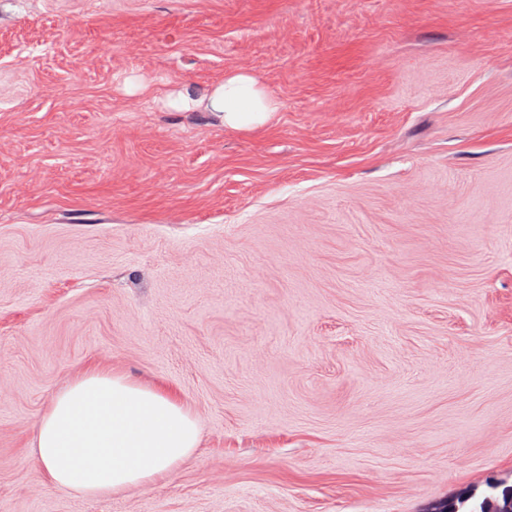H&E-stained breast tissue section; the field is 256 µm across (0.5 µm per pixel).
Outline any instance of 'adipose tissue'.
I'll return each instance as SVG.
<instances>
[{
	"label": "adipose tissue",
	"instance_id": "adipose-tissue-1",
	"mask_svg": "<svg viewBox=\"0 0 512 512\" xmlns=\"http://www.w3.org/2000/svg\"><path fill=\"white\" fill-rule=\"evenodd\" d=\"M230 130L268 124L276 103L251 77L225 78L208 95ZM34 462L51 488L100 498L173 475L200 445L193 411L160 387L91 366L57 390L34 421Z\"/></svg>",
	"mask_w": 512,
	"mask_h": 512
}]
</instances>
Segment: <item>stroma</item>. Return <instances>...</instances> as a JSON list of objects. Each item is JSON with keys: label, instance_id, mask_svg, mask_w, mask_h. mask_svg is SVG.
Listing matches in <instances>:
<instances>
[{"label": "stroma", "instance_id": "stroma-1", "mask_svg": "<svg viewBox=\"0 0 512 512\" xmlns=\"http://www.w3.org/2000/svg\"><path fill=\"white\" fill-rule=\"evenodd\" d=\"M253 77L273 120L201 97ZM96 364L201 442L47 485ZM512 485V0H0V512H433Z\"/></svg>", "mask_w": 512, "mask_h": 512}]
</instances>
